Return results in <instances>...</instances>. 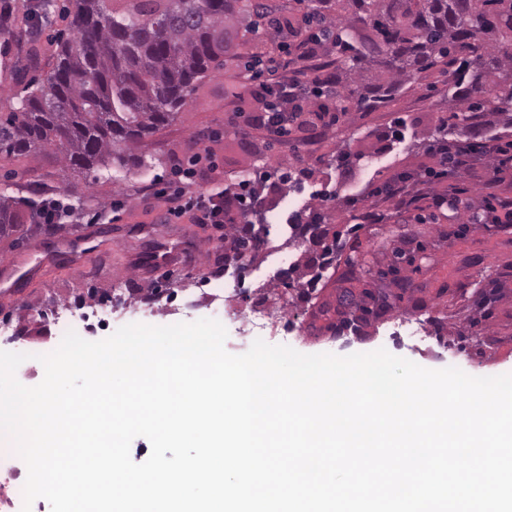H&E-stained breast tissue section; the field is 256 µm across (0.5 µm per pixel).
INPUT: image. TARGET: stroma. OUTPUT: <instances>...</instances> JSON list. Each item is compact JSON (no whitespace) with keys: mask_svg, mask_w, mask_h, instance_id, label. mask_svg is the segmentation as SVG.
Returning a JSON list of instances; mask_svg holds the SVG:
<instances>
[{"mask_svg":"<svg viewBox=\"0 0 512 512\" xmlns=\"http://www.w3.org/2000/svg\"><path fill=\"white\" fill-rule=\"evenodd\" d=\"M9 17L0 19V113L19 107L23 87L51 70L58 40L70 38V0H53L44 11L43 0H7ZM235 57L211 70L191 92L186 105L170 125L133 144V154L145 157L148 168L99 171L85 176L66 167L57 150L0 157V193L19 200L27 219L32 203L42 195L60 196L72 206V216L50 227L27 222L16 236L0 238V320H12L13 335L0 334V351L42 352L58 347L68 331L88 341L110 336L124 324L115 315L112 325L102 321L115 298V282H124L130 301L150 294L163 301L151 323L165 326L193 322L220 314L227 343L254 342L259 332L239 317L255 302L254 277L263 269L271 296L286 297L279 315L288 330V345L304 354L346 356L386 349L421 367H456L468 375L512 373V228L496 224L492 213L469 223L468 212L435 207L433 197L447 196L449 186L461 188L462 201L480 210L483 161L473 168H449L434 178L437 167L430 147L436 125L448 111V78L436 71L413 76L386 105L351 109L320 137L293 129L287 141H270L264 128L249 125L259 114L254 91L233 95L247 62L278 56L279 39L268 34L261 41L239 32ZM403 121V136L393 139L390 126ZM339 151H362L359 165L343 170L328 165ZM275 167L294 173L287 187L263 185V220L287 227L296 239L292 262L269 264L265 250L246 253L240 273V294L222 311H215L213 286L204 282L214 266L223 264L220 232L210 224L195 223L192 213L171 216L164 198L150 194L152 185L216 193L238 183L245 169ZM400 174L417 179L422 196L418 209L400 211L374 190ZM382 213L379 224L356 225L357 209ZM325 218L330 231L357 227L356 237L345 234V244H357L363 263L328 267L321 281H313V258L321 247L294 229L295 220ZM414 258L403 265L408 288L401 302L358 333L333 338L331 323L336 297L343 289L361 292L393 291L390 279L378 278L394 251ZM17 293H8L12 281ZM315 285L310 300L299 289ZM80 304L82 317L54 319L49 308ZM425 319L432 336L428 348L411 349L402 336L390 333L403 317Z\"/></svg>","mask_w":512,"mask_h":512,"instance_id":"obj_1","label":"stroma"}]
</instances>
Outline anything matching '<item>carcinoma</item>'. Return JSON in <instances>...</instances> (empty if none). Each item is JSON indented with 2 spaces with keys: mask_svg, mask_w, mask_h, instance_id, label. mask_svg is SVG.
<instances>
[{
  "mask_svg": "<svg viewBox=\"0 0 512 512\" xmlns=\"http://www.w3.org/2000/svg\"><path fill=\"white\" fill-rule=\"evenodd\" d=\"M270 7L251 0H73L75 37L61 40L46 76L24 86L21 106L0 116V155L54 148L66 167H141L130 145L171 123L195 82L224 65L229 29ZM297 25L336 53L317 96L376 107L415 74L447 71L454 126L478 134L477 112H512V0H308ZM21 224L0 195V236ZM262 224L224 234V261L258 248ZM393 304L364 289L341 323H367Z\"/></svg>",
  "mask_w": 512,
  "mask_h": 512,
  "instance_id": "1",
  "label": "carcinoma"
}]
</instances>
